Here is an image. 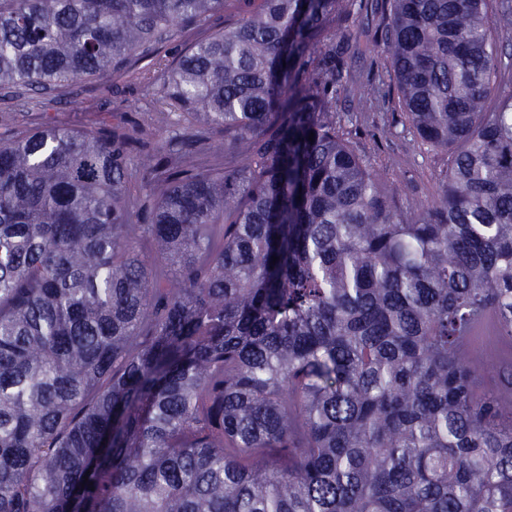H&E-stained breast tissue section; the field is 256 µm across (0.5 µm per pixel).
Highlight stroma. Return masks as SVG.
Wrapping results in <instances>:
<instances>
[{
  "instance_id": "35a3bbf8",
  "label": "stroma",
  "mask_w": 512,
  "mask_h": 512,
  "mask_svg": "<svg viewBox=\"0 0 512 512\" xmlns=\"http://www.w3.org/2000/svg\"><path fill=\"white\" fill-rule=\"evenodd\" d=\"M184 43L175 40L165 44L155 61H142L133 72L115 77L110 85L85 78L54 91L18 102L0 95V109L13 112H49L71 126L91 128L101 121L120 116L131 129H146L151 146H159L168 136L167 129L150 124V108L162 94V81L143 82L142 72L153 64H166L176 59ZM336 59L353 78L350 94L341 95L337 110L341 116H353L348 130L359 151L369 156L377 167L387 168L388 183L397 185L395 204L398 208L424 204L436 197L441 189L447 167L445 154L431 151L417 140L401 112H363L359 102L375 81L385 59L381 52H361L355 43L336 46Z\"/></svg>"
}]
</instances>
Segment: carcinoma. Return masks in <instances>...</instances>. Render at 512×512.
<instances>
[{
	"label": "carcinoma",
	"instance_id": "carcinoma-1",
	"mask_svg": "<svg viewBox=\"0 0 512 512\" xmlns=\"http://www.w3.org/2000/svg\"><path fill=\"white\" fill-rule=\"evenodd\" d=\"M368 8L370 106L448 155L420 207L336 112ZM221 13L164 71L161 150L0 137V512H512V399L461 346L512 342V0H0V89Z\"/></svg>",
	"mask_w": 512,
	"mask_h": 512
}]
</instances>
